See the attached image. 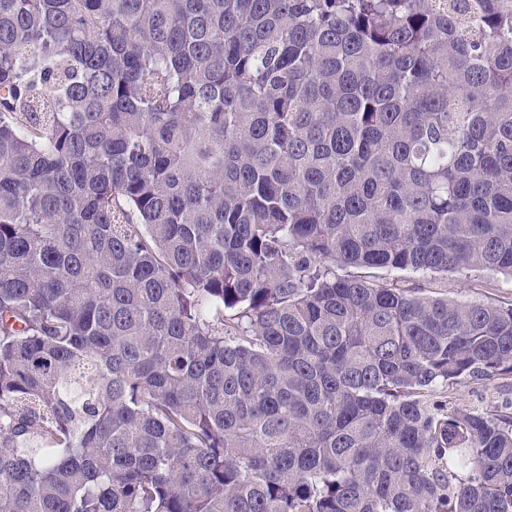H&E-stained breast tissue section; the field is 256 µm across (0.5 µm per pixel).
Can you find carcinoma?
I'll return each instance as SVG.
<instances>
[{"instance_id":"1","label":"carcinoma","mask_w":512,"mask_h":512,"mask_svg":"<svg viewBox=\"0 0 512 512\" xmlns=\"http://www.w3.org/2000/svg\"><path fill=\"white\" fill-rule=\"evenodd\" d=\"M512 0H0V512H512ZM336 275H364L380 283H398L403 287H418L429 292H448V296L464 301H482L494 304L512 303V279L490 272H448L445 284L422 273L387 269H359L336 267ZM445 287V288H444ZM430 401H447L449 406L488 412L512 402V378H468L453 387H438L426 394Z\"/></svg>"}]
</instances>
